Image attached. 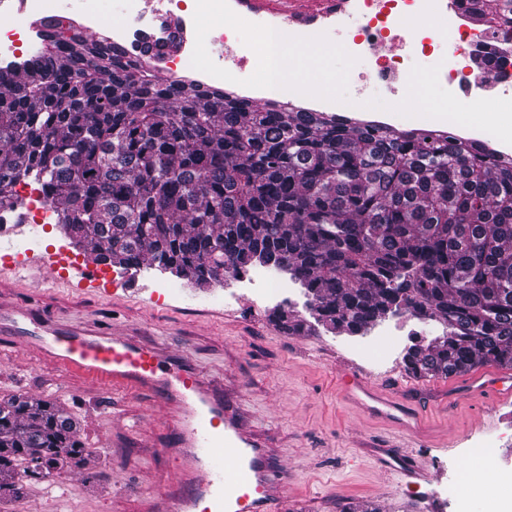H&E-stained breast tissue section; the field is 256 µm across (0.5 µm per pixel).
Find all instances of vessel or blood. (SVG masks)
Instances as JSON below:
<instances>
[{
    "label": "vessel or blood",
    "instance_id": "vessel-or-blood-1",
    "mask_svg": "<svg viewBox=\"0 0 512 512\" xmlns=\"http://www.w3.org/2000/svg\"><path fill=\"white\" fill-rule=\"evenodd\" d=\"M251 14L304 18L320 0H242ZM111 262L83 253L71 260L46 250L22 258L0 250V331L13 333L27 351L49 361L62 374L112 396L145 393L156 396L162 412L155 419L169 439L160 456L177 463V494L160 501L156 512H300L288 495V468L270 441L255 432L247 418L206 379L188 356L159 344L135 339L124 327L102 328L79 318H46L16 300L6 283L28 276L89 288L111 299ZM340 397L362 415L382 421L415 442L427 438L425 411L417 401L373 381L351 366L339 378ZM493 396L495 405L512 403V372L481 371L471 375L457 396ZM361 450L384 475L404 484L431 481L427 465L404 449L370 441Z\"/></svg>",
    "mask_w": 512,
    "mask_h": 512
}]
</instances>
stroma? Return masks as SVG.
Wrapping results in <instances>:
<instances>
[{"label":"stroma","instance_id":"35a3bbf8","mask_svg":"<svg viewBox=\"0 0 512 512\" xmlns=\"http://www.w3.org/2000/svg\"><path fill=\"white\" fill-rule=\"evenodd\" d=\"M137 278L139 292L124 295L115 307L78 288L47 286L24 300L47 316L78 317L102 327L131 326L139 338L191 356L216 384L233 379L253 424L283 449L288 494L306 503L308 512H340L345 505L355 512L370 507L390 512L395 499L404 502L406 512H449L433 498L436 486L466 477L469 464L483 456L512 461V406L486 413L476 400L449 403V388L464 384L465 376H429L422 382V402L433 435L418 453L436 478L418 490L402 488L353 445L357 438L395 439L394 429L364 418L336 392L341 365L360 366L391 388L407 376L402 359L386 361L378 352L359 355L356 337L345 333L320 329L298 340L269 319L282 299L253 304L234 278L195 291L185 280L148 265L138 270ZM172 291L197 292L205 307L224 309L226 316L205 319L187 309L151 316V295ZM14 394L31 402L51 399L61 415L75 420L77 438L94 448H113L105 488H89L100 469L93 459L84 469L66 473L63 491L49 493L38 484L25 487L21 497L29 512H148L154 501L171 492L165 476L169 464L152 449L162 439L148 420L158 408L157 399L144 394L99 396L79 379L61 376L53 365L17 347L13 337L0 335V399ZM130 417L141 418L137 431H127Z\"/></svg>","mask_w":512,"mask_h":512}]
</instances>
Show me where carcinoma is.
<instances>
[{
    "instance_id": "1",
    "label": "carcinoma",
    "mask_w": 512,
    "mask_h": 512,
    "mask_svg": "<svg viewBox=\"0 0 512 512\" xmlns=\"http://www.w3.org/2000/svg\"><path fill=\"white\" fill-rule=\"evenodd\" d=\"M468 9L512 41V0ZM38 50L0 66V210L32 177L56 224L135 269L197 287L254 267L290 273L313 321L288 334L365 335L407 314L443 326L404 355L415 378L512 367V157L446 132L259 110L219 89L158 83L105 34L43 21ZM109 453L49 401H0V487L55 488Z\"/></svg>"
}]
</instances>
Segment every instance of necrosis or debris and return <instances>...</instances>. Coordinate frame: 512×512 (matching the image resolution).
Returning <instances> with one entry per match:
<instances>
[{
  "mask_svg": "<svg viewBox=\"0 0 512 512\" xmlns=\"http://www.w3.org/2000/svg\"><path fill=\"white\" fill-rule=\"evenodd\" d=\"M101 2L83 0L80 30H107L113 43L133 49L142 33L175 20L185 35L184 43L159 66L174 75L190 63L195 9L188 0H118L121 19L115 24L104 19ZM353 8L356 25L342 45L367 63L365 72L349 74L358 90L378 85L389 95H398L407 85L413 65L421 61L438 66L440 83L457 87L465 99H512V73L488 72L475 63L478 51L496 47L512 59V45L476 22L460 0H354ZM5 10L11 19L0 24L1 60L18 58L29 50L39 23L58 17L55 0H8ZM437 21L455 32L451 45L442 44L433 27ZM438 498L451 512H475L479 506L487 512H512V468H499L491 487L452 479Z\"/></svg>",
  "mask_w": 512,
  "mask_h": 512,
  "instance_id": "1",
  "label": "necrosis or debris"
}]
</instances>
